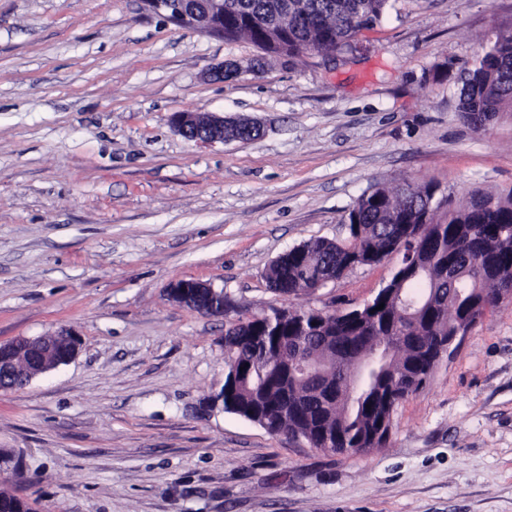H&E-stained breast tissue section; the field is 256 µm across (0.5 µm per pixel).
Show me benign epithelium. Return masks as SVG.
<instances>
[{"label":"benign epithelium","instance_id":"1","mask_svg":"<svg viewBox=\"0 0 512 512\" xmlns=\"http://www.w3.org/2000/svg\"><path fill=\"white\" fill-rule=\"evenodd\" d=\"M145 7L163 14L180 25H200L219 37L224 36V0H142ZM269 61L263 53L242 67L234 62L216 67L212 76L222 80L225 74L234 78L243 72H257ZM177 132L188 140L212 143L217 141L257 139L264 133L258 121L236 120L210 114L203 118L196 112H178L173 117ZM168 296L189 309L210 316H222L228 310L224 289L194 279H180L170 283ZM484 309L474 310L455 324L452 336L440 349L447 351L483 315ZM79 348L78 338L60 331L50 336L22 338L9 344H0V390L30 382L36 376L70 363Z\"/></svg>","mask_w":512,"mask_h":512}]
</instances>
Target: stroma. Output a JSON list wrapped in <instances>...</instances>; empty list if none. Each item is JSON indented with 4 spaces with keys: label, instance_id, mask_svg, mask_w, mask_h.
Listing matches in <instances>:
<instances>
[{
    "label": "stroma",
    "instance_id": "stroma-1",
    "mask_svg": "<svg viewBox=\"0 0 512 512\" xmlns=\"http://www.w3.org/2000/svg\"><path fill=\"white\" fill-rule=\"evenodd\" d=\"M512 0H391L353 54H259L142 0H0V343L72 331L69 364L0 391V493L34 512H512V301L398 404L384 447L329 454L208 409L224 324L362 306L397 258L283 299L266 271L344 238L371 188H512V118L459 116L460 69ZM178 112L261 121L186 140ZM223 289L225 316L169 284ZM263 54L258 56L257 58L251 60L246 67H242L234 62L222 63L220 66L216 67L212 72V76L215 79L225 80V74L229 71V78H234L242 72H258L263 66L270 60L268 58V54L262 51ZM167 294L173 301L204 315L224 316L228 310L223 289L199 280H175L167 288Z\"/></svg>",
    "mask_w": 512,
    "mask_h": 512
}]
</instances>
